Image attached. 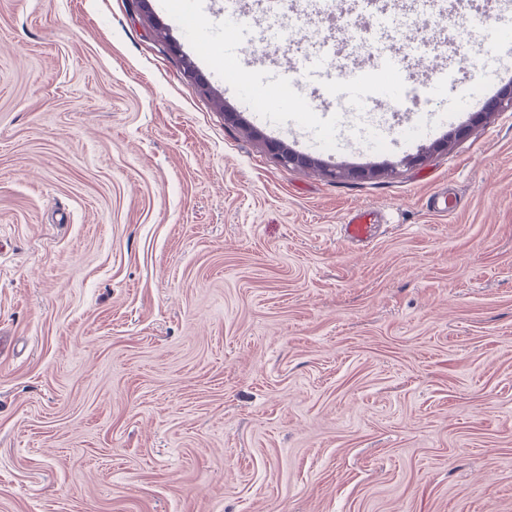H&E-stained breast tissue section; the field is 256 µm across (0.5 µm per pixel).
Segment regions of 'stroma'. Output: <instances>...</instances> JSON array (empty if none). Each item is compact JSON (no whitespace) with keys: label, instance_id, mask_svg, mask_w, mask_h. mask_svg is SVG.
<instances>
[{"label":"stroma","instance_id":"1","mask_svg":"<svg viewBox=\"0 0 512 512\" xmlns=\"http://www.w3.org/2000/svg\"><path fill=\"white\" fill-rule=\"evenodd\" d=\"M178 2L0 0V512H512V112L461 139L349 113L374 146L286 167L268 141L321 133L325 92L260 120L281 91L228 94L223 11ZM306 9L255 54L321 49ZM391 9L335 0L337 58ZM436 9L389 33L416 80ZM497 13L447 0L448 59ZM371 213L368 209H358L354 211L350 219L345 224L346 235L349 239L356 242H366L372 236L374 224L371 221Z\"/></svg>","mask_w":512,"mask_h":512}]
</instances>
